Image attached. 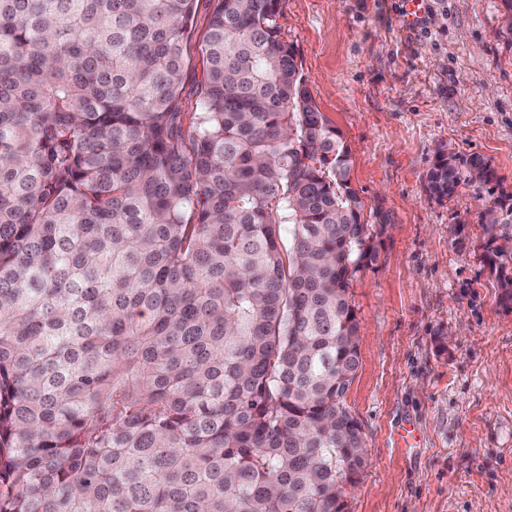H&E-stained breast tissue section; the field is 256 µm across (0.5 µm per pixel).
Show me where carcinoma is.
Segmentation results:
<instances>
[{
  "label": "carcinoma",
  "mask_w": 512,
  "mask_h": 512,
  "mask_svg": "<svg viewBox=\"0 0 512 512\" xmlns=\"http://www.w3.org/2000/svg\"><path fill=\"white\" fill-rule=\"evenodd\" d=\"M285 0H0V512H346L350 281L389 223L282 39ZM485 188L512 304V192ZM210 7L207 2L200 1L198 10L195 16V21L192 29L190 30V51L192 61L185 74V86L183 92V110L189 116L195 111V96L192 95V88L197 79L202 77V57L195 52L197 45L200 44L202 37L206 31L209 21Z\"/></svg>",
  "instance_id": "obj_1"
}]
</instances>
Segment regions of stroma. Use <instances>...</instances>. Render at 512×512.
I'll use <instances>...</instances> for the list:
<instances>
[{"label": "stroma", "instance_id": "obj_1", "mask_svg": "<svg viewBox=\"0 0 512 512\" xmlns=\"http://www.w3.org/2000/svg\"><path fill=\"white\" fill-rule=\"evenodd\" d=\"M286 0L278 23L352 187L390 216L351 280L359 368L345 396L366 465L347 512H512V306L480 260L476 187L430 198L440 147L490 159L512 191V45L501 0ZM411 425L413 445L397 444Z\"/></svg>", "mask_w": 512, "mask_h": 512}]
</instances>
